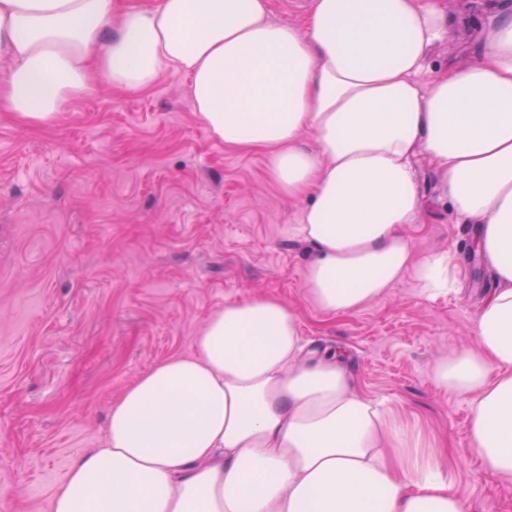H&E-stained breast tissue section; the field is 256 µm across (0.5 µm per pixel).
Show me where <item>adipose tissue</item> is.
I'll return each instance as SVG.
<instances>
[{
	"mask_svg": "<svg viewBox=\"0 0 512 512\" xmlns=\"http://www.w3.org/2000/svg\"><path fill=\"white\" fill-rule=\"evenodd\" d=\"M446 0H311L303 26L270 0H0V110L54 118L101 76L128 91L166 71L212 137L266 153L303 199L314 248L305 282L329 313L357 310L414 271L428 298L457 288L441 252L415 260L403 234L422 200L427 157L437 200L479 225L497 288L477 318L478 351L432 368L471 397L483 470L512 477V0H497L474 52L421 84L448 33ZM312 131L315 150L299 142ZM304 350L275 296L215 312L196 350L134 379L110 408L100 447L71 462L49 512H466L437 462H410L419 437L361 395L332 356Z\"/></svg>",
	"mask_w": 512,
	"mask_h": 512,
	"instance_id": "1",
	"label": "adipose tissue"
}]
</instances>
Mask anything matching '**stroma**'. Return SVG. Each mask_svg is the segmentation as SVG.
Segmentation results:
<instances>
[{
	"label": "stroma",
	"instance_id": "obj_1",
	"mask_svg": "<svg viewBox=\"0 0 512 512\" xmlns=\"http://www.w3.org/2000/svg\"><path fill=\"white\" fill-rule=\"evenodd\" d=\"M456 3L422 82L475 48L492 0ZM188 87L172 72L138 92L101 77L47 123L0 112V512H48L126 385L193 353L224 305L263 295L287 303L310 350L341 351L362 394L446 446L450 490L471 512H512V479L469 451V398L430 379L476 348L495 283L474 225L437 202L429 160L415 164L423 207L405 234L416 259L454 254L461 287L430 299L409 272L363 308L328 313L305 287L300 202L262 152L209 134Z\"/></svg>",
	"mask_w": 512,
	"mask_h": 512
}]
</instances>
